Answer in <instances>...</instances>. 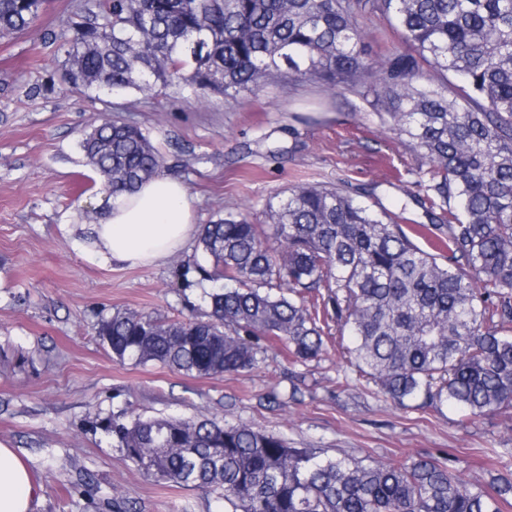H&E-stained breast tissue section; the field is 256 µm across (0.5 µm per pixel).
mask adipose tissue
I'll list each match as a JSON object with an SVG mask.
<instances>
[{
    "instance_id": "1",
    "label": "adipose tissue",
    "mask_w": 512,
    "mask_h": 512,
    "mask_svg": "<svg viewBox=\"0 0 512 512\" xmlns=\"http://www.w3.org/2000/svg\"><path fill=\"white\" fill-rule=\"evenodd\" d=\"M186 185L160 174L119 196L91 234L102 260L148 266L165 259L194 233ZM35 488L24 461L0 443V512H30Z\"/></svg>"
}]
</instances>
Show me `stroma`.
I'll return each instance as SVG.
<instances>
[{"mask_svg":"<svg viewBox=\"0 0 512 512\" xmlns=\"http://www.w3.org/2000/svg\"><path fill=\"white\" fill-rule=\"evenodd\" d=\"M77 2L46 0L34 31L0 39V442L39 489L32 512H219L216 493L146 479L95 429L124 409L247 424L323 456L395 465L429 456L471 484L489 483L495 450L512 448V421L398 407L357 379L335 338L304 364L273 342L257 368L206 377L120 362L102 346L97 323L115 313L168 321L208 310L201 287L179 274L201 261L198 238L150 266L93 253L88 230L112 199L80 144L103 119L116 114L149 134L200 226L238 211L266 224L277 193L342 178L359 202L395 213L408 230L431 222L421 204L429 176L389 121L344 88L272 83L231 106L175 86L91 99L62 80L58 38Z\"/></svg>","mask_w":512,"mask_h":512,"instance_id":"1","label":"stroma"}]
</instances>
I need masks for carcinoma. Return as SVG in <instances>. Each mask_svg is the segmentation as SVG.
I'll return each mask as SVG.
<instances>
[{
  "label": "carcinoma",
  "instance_id": "obj_1",
  "mask_svg": "<svg viewBox=\"0 0 512 512\" xmlns=\"http://www.w3.org/2000/svg\"><path fill=\"white\" fill-rule=\"evenodd\" d=\"M44 0H0V38L34 27ZM62 43L65 80L87 92L183 83L237 101L274 81L373 97L429 164L423 206L447 251L415 245L346 184L295 185L267 205L276 245L242 212L203 226L225 281L208 319L118 312L97 336L123 362L196 376L250 371L274 339L295 362L348 334L349 362L400 407L445 405L471 420L512 409V0H93ZM380 16L412 52L363 47ZM112 197L161 173L138 125L105 119L82 141ZM144 476L220 492L224 512H503L512 470L490 487L431 458L393 467L320 457L249 425L120 413L100 421Z\"/></svg>",
  "mask_w": 512,
  "mask_h": 512
}]
</instances>
